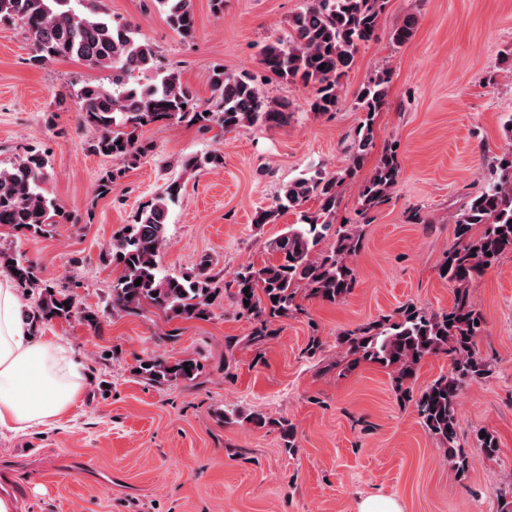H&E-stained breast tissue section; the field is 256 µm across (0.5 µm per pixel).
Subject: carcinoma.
Instances as JSON below:
<instances>
[{
  "label": "carcinoma",
  "instance_id": "1",
  "mask_svg": "<svg viewBox=\"0 0 512 512\" xmlns=\"http://www.w3.org/2000/svg\"><path fill=\"white\" fill-rule=\"evenodd\" d=\"M85 2L87 13L79 14L70 7V0H0V24L18 22L24 27L33 41V65L74 59L110 72L109 84L88 82L76 93L84 125L92 134L89 151L113 161L112 169L99 179L98 194H107L130 166L147 155L148 145L140 134L149 126L185 123L207 133L214 128L227 131L288 124L292 112L287 101L266 97L253 77L228 76L221 67L214 68L209 77L210 102L198 105L178 72L158 67L156 47L141 36L137 25L112 15L104 0ZM154 2L180 38L193 36V0ZM387 4L388 0H307L289 19L286 37L265 46L260 63L277 80L312 87L311 111L334 112L342 102V79L353 68L358 49L376 37ZM416 25V16L404 18L392 31L393 42L409 41ZM390 82L391 72L386 68L358 91L357 108L364 117L354 131L347 166L332 173L315 169L301 174L281 189L274 208L257 216L256 223L269 224L288 210L298 219L267 242L266 260L247 264L234 274L230 298L241 314L255 322L251 340L275 335L274 321L300 310V293L336 304L355 287L352 257L362 246L360 224L345 220L338 224L336 217L343 201L342 185L356 176L375 146V119L386 104ZM48 164L45 153L29 149L11 166L0 168L1 226L42 237L68 223L69 212L40 186ZM223 165L219 153L188 157L183 162L191 170ZM497 169L499 176L469 195L448 219L455 225V242L439 269H447L440 277L454 289L451 308L430 313L410 304L395 316L349 331L342 338L353 356L350 366L366 360L394 369L395 388L403 398L409 395L405 382L425 357H452L450 373L427 386L416 399L421 423L450 451L458 439L460 392L488 372L474 350L483 316L473 303L470 284L486 268L512 254V152L498 160ZM401 172L397 150L387 148L359 187V217L389 202ZM179 191L180 184L170 182L155 202L135 215L134 223L112 237L109 261L121 269L112 281V308L136 313L150 306L169 320L182 321L204 320L213 314L223 287L211 273L210 256H202L192 270L179 274L166 273L161 266L168 242V202ZM312 199L319 203L316 211L305 208ZM0 268L16 287L35 295L30 310L34 323L67 320L77 312L87 323H98L96 311L77 310L74 296L39 280L27 261L0 254ZM139 278L141 285H134ZM186 366L190 371L184 370ZM136 370L143 379L164 386L194 381L201 364L196 358L171 363L149 357Z\"/></svg>",
  "mask_w": 512,
  "mask_h": 512
}]
</instances>
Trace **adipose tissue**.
Returning a JSON list of instances; mask_svg holds the SVG:
<instances>
[{"label": "adipose tissue", "mask_w": 512, "mask_h": 512, "mask_svg": "<svg viewBox=\"0 0 512 512\" xmlns=\"http://www.w3.org/2000/svg\"><path fill=\"white\" fill-rule=\"evenodd\" d=\"M24 302L8 277L0 278V432L24 434L59 423L78 404L82 384L66 348L34 335Z\"/></svg>", "instance_id": "1"}]
</instances>
